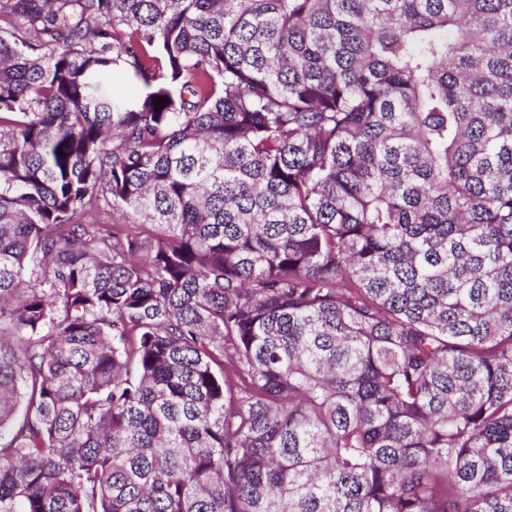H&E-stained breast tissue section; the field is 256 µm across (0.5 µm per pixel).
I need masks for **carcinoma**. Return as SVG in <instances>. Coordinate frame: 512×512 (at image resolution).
I'll list each match as a JSON object with an SVG mask.
<instances>
[{"label":"carcinoma","instance_id":"obj_1","mask_svg":"<svg viewBox=\"0 0 512 512\" xmlns=\"http://www.w3.org/2000/svg\"><path fill=\"white\" fill-rule=\"evenodd\" d=\"M1 21L0 512H512V0Z\"/></svg>","mask_w":512,"mask_h":512}]
</instances>
